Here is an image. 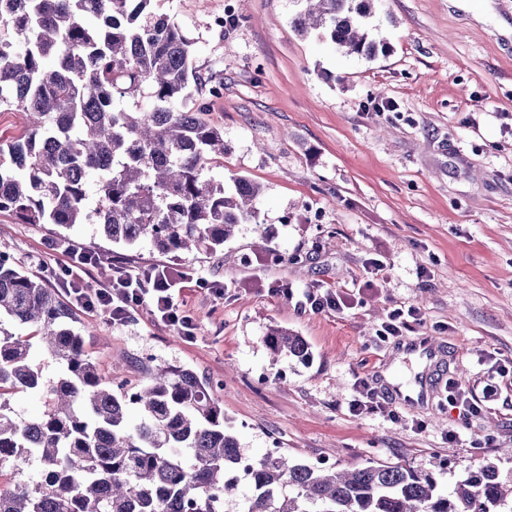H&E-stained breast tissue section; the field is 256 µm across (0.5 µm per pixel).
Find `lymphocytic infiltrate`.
<instances>
[{
	"label": "lymphocytic infiltrate",
	"mask_w": 512,
	"mask_h": 512,
	"mask_svg": "<svg viewBox=\"0 0 512 512\" xmlns=\"http://www.w3.org/2000/svg\"><path fill=\"white\" fill-rule=\"evenodd\" d=\"M64 253L66 259L59 265L55 281L64 288L72 304L103 314L115 325L123 324L132 309L144 305L157 322L184 335H193V319L177 302L174 290L189 282L200 288L208 287L206 278L163 264L134 269L118 262L112 266L111 278L90 292L83 282L96 263L95 256L71 245L65 247Z\"/></svg>",
	"instance_id": "f902f5d3"
}]
</instances>
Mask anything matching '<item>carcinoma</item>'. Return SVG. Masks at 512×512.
<instances>
[{"label": "carcinoma", "instance_id": "cac0c4a2", "mask_svg": "<svg viewBox=\"0 0 512 512\" xmlns=\"http://www.w3.org/2000/svg\"><path fill=\"white\" fill-rule=\"evenodd\" d=\"M151 0H0V109L24 131L0 140V212L24 224H92L118 244L162 254L216 252L256 224L260 187L212 174L224 131L206 118L223 78L194 65L195 41L149 11ZM295 29L348 54L387 50L375 0H303ZM31 327L38 349L9 325ZM275 355L310 357L304 339L271 327ZM60 368L42 376L37 354ZM42 402L25 418L4 394ZM36 475L0 491V512H501L491 462L443 489L399 463L353 470L249 455L210 385L164 366L113 388L85 354L55 291L0 253V472Z\"/></svg>", "mask_w": 512, "mask_h": 512}]
</instances>
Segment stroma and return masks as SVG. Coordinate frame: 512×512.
Returning <instances> with one entry per match:
<instances>
[{"label": "stroma", "mask_w": 512, "mask_h": 512, "mask_svg": "<svg viewBox=\"0 0 512 512\" xmlns=\"http://www.w3.org/2000/svg\"><path fill=\"white\" fill-rule=\"evenodd\" d=\"M197 43L195 65L224 90L208 120L224 131V178L260 185L259 221L223 250L179 258L150 245H113L94 226L61 231L0 212V253L54 286L61 240L133 267L196 270L224 296L190 286L178 299L196 330L185 337L147 308L124 324L74 309L84 348L114 383L155 366L194 370L212 387L242 448L272 447L309 463H400L443 488L483 460L512 482V0H376L370 19L388 43L369 60L300 35V0H152ZM235 14L217 31V17ZM379 260L382 275L369 263ZM329 288L342 313H316L270 293V282ZM419 308L410 337L446 345V377L478 405L460 416L432 403L351 412L358 379L409 374L401 342L381 328ZM307 343V362L272 358L269 326ZM461 432L463 444L449 442Z\"/></svg>", "instance_id": "35a3bbf8"}]
</instances>
